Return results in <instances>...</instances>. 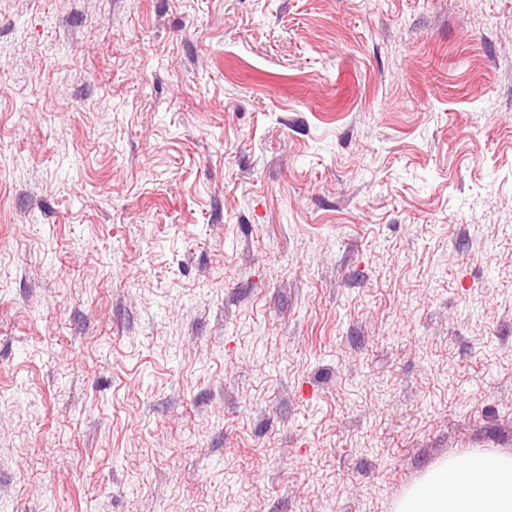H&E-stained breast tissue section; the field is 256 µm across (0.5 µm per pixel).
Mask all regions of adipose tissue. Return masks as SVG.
Here are the masks:
<instances>
[{"label": "adipose tissue", "mask_w": 512, "mask_h": 512, "mask_svg": "<svg viewBox=\"0 0 512 512\" xmlns=\"http://www.w3.org/2000/svg\"><path fill=\"white\" fill-rule=\"evenodd\" d=\"M397 512H512V456L480 448L432 468Z\"/></svg>", "instance_id": "ef3b65f1"}]
</instances>
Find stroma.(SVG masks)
Masks as SVG:
<instances>
[{
	"label": "stroma",
	"instance_id": "stroma-1",
	"mask_svg": "<svg viewBox=\"0 0 512 512\" xmlns=\"http://www.w3.org/2000/svg\"><path fill=\"white\" fill-rule=\"evenodd\" d=\"M512 455V0H0V512H396Z\"/></svg>",
	"mask_w": 512,
	"mask_h": 512
}]
</instances>
